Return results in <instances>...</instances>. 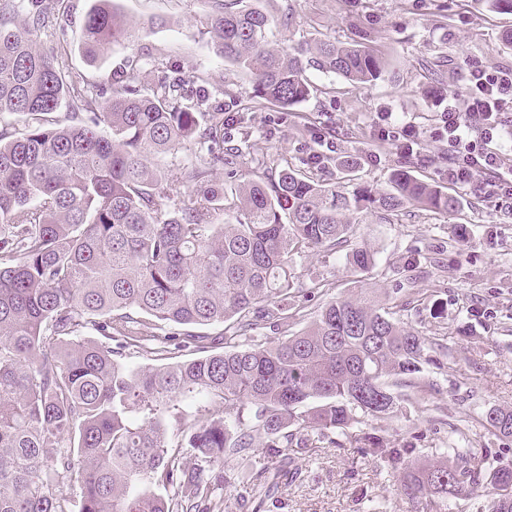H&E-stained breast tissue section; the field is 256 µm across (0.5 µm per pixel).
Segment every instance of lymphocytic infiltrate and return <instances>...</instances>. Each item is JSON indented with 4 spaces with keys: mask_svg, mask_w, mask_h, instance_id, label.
<instances>
[{
    "mask_svg": "<svg viewBox=\"0 0 512 512\" xmlns=\"http://www.w3.org/2000/svg\"><path fill=\"white\" fill-rule=\"evenodd\" d=\"M464 104L449 100L436 137L446 150L449 184L476 187L512 215V153L498 147L512 136V67L473 66L465 73Z\"/></svg>",
    "mask_w": 512,
    "mask_h": 512,
    "instance_id": "f902f5d3",
    "label": "lymphocytic infiltrate"
}]
</instances>
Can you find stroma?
Instances as JSON below:
<instances>
[{
    "label": "stroma",
    "mask_w": 512,
    "mask_h": 512,
    "mask_svg": "<svg viewBox=\"0 0 512 512\" xmlns=\"http://www.w3.org/2000/svg\"><path fill=\"white\" fill-rule=\"evenodd\" d=\"M94 0H69L56 23L43 29L44 47L64 45L73 72L95 85L110 84L116 71L148 54L177 69L184 79H203L224 113L248 133L246 158L233 182L277 180L294 168L330 183L341 180L339 161L360 164V185L386 190L395 169L447 187L441 174L444 150L432 142L442 107L439 95L464 99L468 65H512V14L491 11L485 0H271L275 17L292 16L283 30L291 43L331 39L363 40L388 62L386 75L352 84L309 71L311 93L305 102L282 109L255 106L249 78L224 64L206 32L210 0H115L119 14L133 26L128 44H117L87 62L80 40ZM392 112L414 122L422 133L419 155L405 156L388 143L371 142L375 113ZM321 153V165L309 162ZM462 212L441 215L405 206L394 213H364L356 237L371 244L375 264L356 272L342 253L308 250L294 256L296 278L289 301L305 315L288 322L295 332L305 317L337 296L363 288L395 297L396 318L448 349V364L428 366L424 397L407 395L402 409L385 418H365L364 431L397 446L412 448L419 459H433L466 434L488 450V464L512 457V437L487 424L492 406L512 407V217L495 199L460 194ZM466 235H459L460 226ZM296 478L281 482L262 507L232 499L231 512H406L397 483L380 461L362 456L346 437L337 444L308 438L295 458Z\"/></svg>",
    "instance_id": "stroma-1"
}]
</instances>
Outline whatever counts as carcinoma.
<instances>
[{"label": "carcinoma", "mask_w": 512, "mask_h": 512, "mask_svg": "<svg viewBox=\"0 0 512 512\" xmlns=\"http://www.w3.org/2000/svg\"><path fill=\"white\" fill-rule=\"evenodd\" d=\"M65 0H0V512H219L230 493L267 497L292 474L296 434L349 438L382 459L401 499L441 502L467 493L482 512H512V460L486 467L484 449L411 458L361 418L399 411L400 388L424 391L436 344L397 321L390 299L369 292L323 304L288 329L292 257L345 250L365 272L374 250L352 241L358 215L415 205L444 215L457 196L394 170L392 190H338L295 170L233 193L209 187L215 167L237 173L244 140L224 148V109L179 77L141 87L137 68L94 90L71 75L66 50L38 42ZM266 0H214L215 54L246 72L253 97L282 109L307 100L310 70L354 84L380 79L386 60L359 42L288 45L273 39ZM131 38L113 0L88 12L81 49L95 61ZM70 112L56 116L62 100ZM208 156L174 171L161 164L193 141ZM197 187L180 208L165 185ZM224 214V223L215 217ZM221 325L218 338L190 328ZM184 329L170 345L158 331ZM188 350L194 357L183 360ZM146 355L151 365L130 358ZM512 437V408L484 413ZM188 435L194 462L171 443ZM262 449L269 466L244 485L232 463ZM224 484V499L214 489Z\"/></svg>", "instance_id": "1"}]
</instances>
